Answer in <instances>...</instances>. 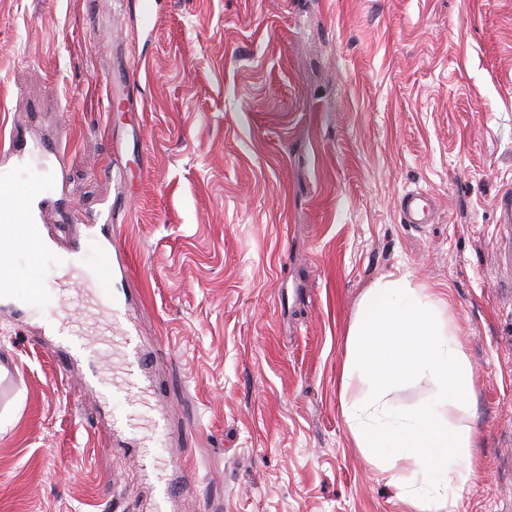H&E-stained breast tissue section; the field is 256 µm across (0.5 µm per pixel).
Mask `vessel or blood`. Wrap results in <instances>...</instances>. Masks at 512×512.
<instances>
[{
  "instance_id": "1",
  "label": "vessel or blood",
  "mask_w": 512,
  "mask_h": 512,
  "mask_svg": "<svg viewBox=\"0 0 512 512\" xmlns=\"http://www.w3.org/2000/svg\"><path fill=\"white\" fill-rule=\"evenodd\" d=\"M64 137L45 141L23 139L18 131L0 139V226H18L21 242L32 260L27 273L8 282L12 301L20 307L48 303V323L55 335L66 337L78 358L95 363L122 355L123 375L90 374L86 384L91 392L110 394L124 402L128 411L145 418L150 405L134 392L146 373L147 358L142 347L131 344V330L124 325L122 311L115 306L112 283L125 269V257L111 237L93 241L96 263L91 271L71 264L52 281L40 276L39 257L48 250L50 235L47 213L54 195L67 181ZM404 223L430 224L434 212L420 192L405 193L401 199ZM94 309L97 318L88 323L76 319L75 306Z\"/></svg>"
}]
</instances>
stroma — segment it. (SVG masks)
I'll use <instances>...</instances> for the list:
<instances>
[{
  "label": "stroma",
  "instance_id": "stroma-1",
  "mask_svg": "<svg viewBox=\"0 0 512 512\" xmlns=\"http://www.w3.org/2000/svg\"><path fill=\"white\" fill-rule=\"evenodd\" d=\"M151 4L146 31L133 0H0V132L66 131L68 240L115 201L165 443L145 464L46 311H0V512H405L339 389L360 297L405 272L448 291L476 381L458 512H512V0ZM401 213L406 224H430L434 222V212L429 199L421 192L405 193L401 199Z\"/></svg>",
  "mask_w": 512,
  "mask_h": 512
}]
</instances>
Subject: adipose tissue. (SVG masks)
<instances>
[{
    "label": "adipose tissue",
    "mask_w": 512,
    "mask_h": 512,
    "mask_svg": "<svg viewBox=\"0 0 512 512\" xmlns=\"http://www.w3.org/2000/svg\"><path fill=\"white\" fill-rule=\"evenodd\" d=\"M427 380L431 393L399 408L393 394ZM475 394L447 296L386 274L362 294L348 328L340 373L342 416L365 462L389 474L408 512H457L476 475L469 426L447 411Z\"/></svg>",
    "instance_id": "ef3b65f1"
}]
</instances>
